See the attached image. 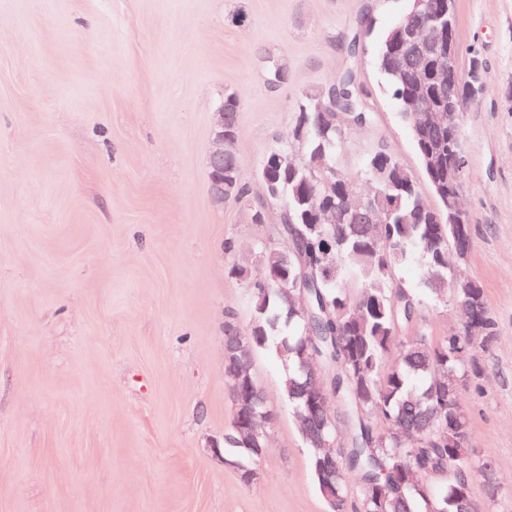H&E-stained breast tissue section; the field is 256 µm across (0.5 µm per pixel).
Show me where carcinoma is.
Instances as JSON below:
<instances>
[{
	"label": "carcinoma",
	"mask_w": 512,
	"mask_h": 512,
	"mask_svg": "<svg viewBox=\"0 0 512 512\" xmlns=\"http://www.w3.org/2000/svg\"><path fill=\"white\" fill-rule=\"evenodd\" d=\"M399 36L395 25L383 32L375 61L402 117L409 119L418 94L436 106H448V95L412 81L398 72L395 59H386V44ZM224 106V131L229 135L224 177L235 181L231 200L242 202L248 197L238 149L243 105L237 94L226 92ZM299 108L288 142H294V131L305 128L304 163L294 162L291 152L280 149L283 160L272 170L283 201H247L252 221L261 224L265 219L258 215L266 214L271 204L279 207L280 241L262 247L260 275L245 267L233 269L250 291L252 316L245 326L227 316L224 331L239 337L251 351L272 349L288 363L283 394L308 448L312 478L328 512H460L464 500L474 512H483L471 486L460 483V472L481 473L491 463L474 457L470 436L462 438L448 430V415L465 411L459 398L435 390L436 383L448 381L450 374L469 381L470 353L487 348L496 337V321L482 285L463 284L448 263L458 225L437 219V210L443 208L441 196H453L448 188V134L413 139L423 169H428L429 154L440 157L441 172L428 179L431 204L425 202L414 175L387 148L366 158L368 163L380 159L392 178L367 196L381 222L364 224L348 212L347 193L357 177L344 173L340 165L346 129L331 127L328 120L343 108L360 125L373 124V103L356 70H345L332 94L326 87L304 93ZM318 164L336 168V186L326 189L310 177L307 167ZM413 261L423 271L416 288L400 276ZM305 283L316 312L311 324L298 301ZM450 299L467 305L476 300L483 306L481 334H433L425 308ZM308 324L314 332L310 341ZM309 358L329 376L334 424L328 414L309 410L304 400L288 393V381H304L302 365ZM248 375V383L240 373L224 376L235 405V416L224 431V459L249 485L257 479L261 457L249 451L253 440L243 418L250 388H258L253 371ZM308 422L342 448L336 479L329 484L318 471L323 450L304 435ZM348 470L360 481L354 504L348 500Z\"/></svg>",
	"instance_id": "obj_1"
}]
</instances>
